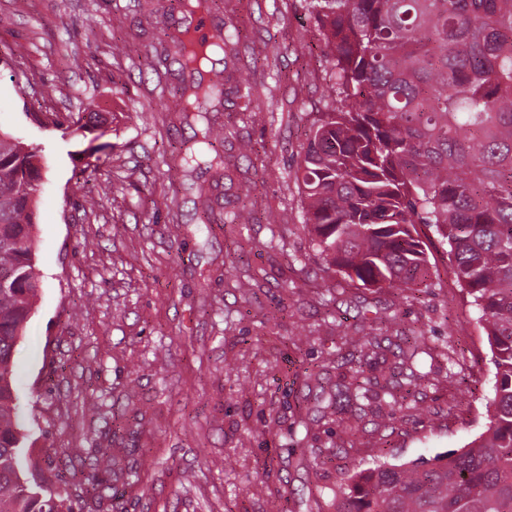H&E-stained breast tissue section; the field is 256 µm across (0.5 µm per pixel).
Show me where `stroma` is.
<instances>
[{"label":"stroma","instance_id":"stroma-1","mask_svg":"<svg viewBox=\"0 0 512 512\" xmlns=\"http://www.w3.org/2000/svg\"><path fill=\"white\" fill-rule=\"evenodd\" d=\"M209 14L239 55L208 115L223 161L187 165L180 66L155 55L186 18L178 0H0V131L47 157L14 383L29 454L75 512H334L346 473L432 459L488 422L491 353L434 228L418 227L429 275L413 297L346 282L312 246L295 171L323 105L322 30L301 0H209ZM77 87L94 129L40 127L78 111ZM243 204L252 223H232ZM408 329L430 349L422 411L327 410L349 354L389 375ZM348 336L380 344L357 353ZM101 448L139 482L97 500L84 483Z\"/></svg>","mask_w":512,"mask_h":512}]
</instances>
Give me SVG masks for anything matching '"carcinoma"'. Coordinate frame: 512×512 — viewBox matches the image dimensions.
<instances>
[{"mask_svg":"<svg viewBox=\"0 0 512 512\" xmlns=\"http://www.w3.org/2000/svg\"><path fill=\"white\" fill-rule=\"evenodd\" d=\"M324 32L328 84L295 179L306 227L333 272L363 288L416 292L435 227L479 314L494 367L486 430L464 448L410 464L377 462L342 479L336 512H512V0H304ZM189 74L184 119L221 103L237 37L171 40ZM89 113L54 114L63 133ZM43 149L0 134V512H74L22 471L13 353L39 288L34 263ZM424 336L398 347L403 381L381 386L393 406L424 385L414 369ZM371 389L336 386L335 403ZM117 462L102 448L86 493L97 500Z\"/></svg>","mask_w":512,"mask_h":512,"instance_id":"1","label":"carcinoma"}]
</instances>
